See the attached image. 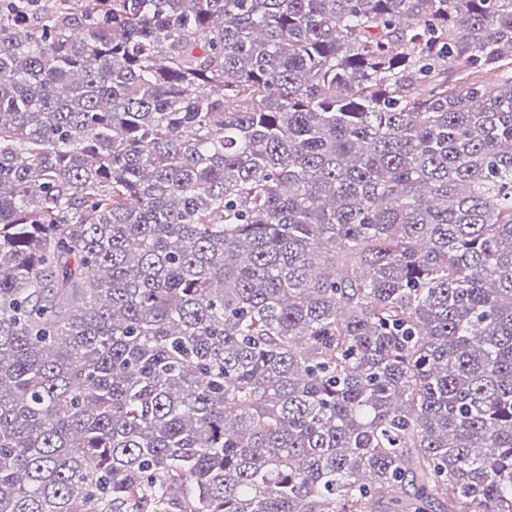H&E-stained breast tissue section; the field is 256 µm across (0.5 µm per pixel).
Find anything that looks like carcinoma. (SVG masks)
<instances>
[{"instance_id":"cac0c4a2","label":"carcinoma","mask_w":512,"mask_h":512,"mask_svg":"<svg viewBox=\"0 0 512 512\" xmlns=\"http://www.w3.org/2000/svg\"><path fill=\"white\" fill-rule=\"evenodd\" d=\"M0 7V512H512V0Z\"/></svg>"}]
</instances>
